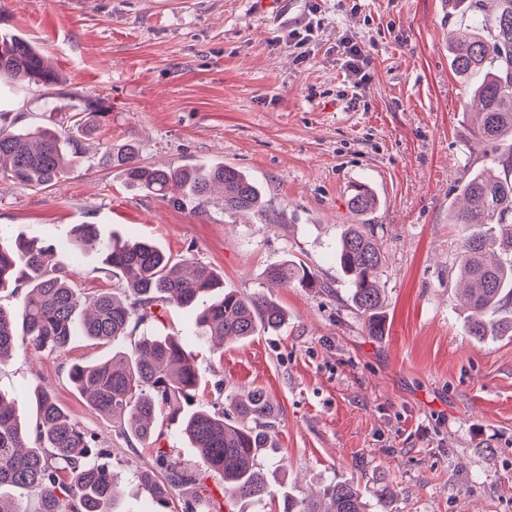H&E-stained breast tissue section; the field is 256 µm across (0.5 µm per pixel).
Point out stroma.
Returning <instances> with one entry per match:
<instances>
[{
    "label": "stroma",
    "instance_id": "35a3bbf8",
    "mask_svg": "<svg viewBox=\"0 0 512 512\" xmlns=\"http://www.w3.org/2000/svg\"><path fill=\"white\" fill-rule=\"evenodd\" d=\"M466 23L446 0H0V36L34 44L62 78L52 95L0 83V112L19 128H61L70 97L106 108L57 185L0 180V244L55 245L84 292H122L97 250L67 247L76 225L93 224L100 239L150 241L214 268L225 288L277 303L287 315L278 331L220 349L199 338L194 312L172 307L120 344L177 338L200 373L196 405L212 412L224 410V391L263 388L278 416L258 462L275 489L300 496L346 480L374 512H512V338L467 336L461 229L448 221L469 173L502 152L463 128L471 92L450 64L448 31ZM295 28L309 32L298 50L286 43ZM349 40L369 61L361 82L346 66ZM128 141L148 167L237 168L259 186L262 214L129 188L100 161ZM357 184L378 199L363 219L347 204ZM361 220L385 256L380 336L368 334L336 264L341 234ZM288 260L328 291L267 280ZM111 355L82 337L52 356L19 351L0 364V394L30 428L37 390L55 393L109 449L123 512H182L191 489L150 503L137 480L149 452L69 381L73 365Z\"/></svg>",
    "mask_w": 512,
    "mask_h": 512
}]
</instances>
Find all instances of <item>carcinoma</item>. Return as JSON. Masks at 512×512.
<instances>
[{"mask_svg": "<svg viewBox=\"0 0 512 512\" xmlns=\"http://www.w3.org/2000/svg\"><path fill=\"white\" fill-rule=\"evenodd\" d=\"M450 13H465L470 24L448 44L451 66L469 81L474 111L465 113L466 131L486 143L512 142V0H447ZM23 79L54 90L59 75L29 41L16 35L0 37V80ZM76 133L50 128L34 130L1 124L0 179L36 190L55 186L68 171L79 142L95 132L105 116L98 103L70 105ZM139 147L126 142L112 148L102 163L122 169L129 186L166 198L170 187L181 188L202 207L219 188L224 212L261 208L256 184L238 169L220 165L198 168H146L138 163ZM500 173L479 170L460 186L466 205L451 214L462 229L459 252L464 294L469 308L467 335L481 343L512 336V150L496 156ZM348 206L366 216L376 198L356 185ZM100 242L103 261L126 283L125 294L100 290L88 294L54 262L55 247L18 239L0 247V291L21 286L25 293L15 312L0 308V364L21 348L53 354L82 336L102 345L121 343L131 325L156 317L164 306L192 309L210 296L197 317L201 335L221 342L245 340L261 330L275 332L284 324L283 309L259 292L224 290L210 266L193 262L189 272L156 245L145 240L99 241L95 225L79 224L70 239L73 253ZM385 256L370 224H352L341 238L336 260L348 277L350 301L364 317L369 335L384 332L383 301L377 273ZM275 281L328 292L305 265L271 267ZM70 380L80 397L97 414L118 419V429L151 447L153 463L139 481L156 503H168L171 491L192 485L203 493L210 475L224 478V497L252 504L278 501L281 512H369L363 493L351 482H332L316 497L277 493L257 467L259 455L273 447L276 407L266 392L253 388L229 393L226 413L190 409L200 387L193 353L170 336H146L128 352L118 350L105 361L76 365ZM33 428L18 423L13 405L0 395V488L35 492L40 512H122L120 488L98 447L61 407L42 390ZM179 425L198 461L186 467L171 450L157 448L159 419Z\"/></svg>", "mask_w": 512, "mask_h": 512, "instance_id": "carcinoma-1", "label": "carcinoma"}]
</instances>
